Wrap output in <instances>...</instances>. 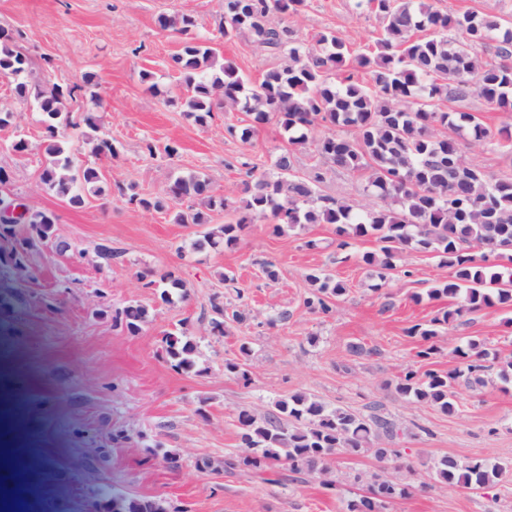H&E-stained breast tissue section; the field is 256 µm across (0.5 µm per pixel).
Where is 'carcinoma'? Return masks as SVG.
Segmentation results:
<instances>
[{
	"label": "carcinoma",
	"mask_w": 512,
	"mask_h": 512,
	"mask_svg": "<svg viewBox=\"0 0 512 512\" xmlns=\"http://www.w3.org/2000/svg\"><path fill=\"white\" fill-rule=\"evenodd\" d=\"M305 0H224V27L229 38L247 32L256 46L271 56L288 54V64L268 70L252 87L230 63L212 73L216 49L212 40L194 34L193 17L177 14L159 20L162 29L184 37L172 68L179 74V94L165 102L180 103L198 122L213 112L215 100L254 116L260 124L272 118L288 135L292 145L302 144L308 132L321 125L328 132L316 142L317 152L348 173L366 177L364 192L377 198L370 209L319 191L325 172L314 168L307 176L294 174L291 154L280 155L276 173L261 174L247 186L242 214L233 222L204 233L198 246L220 249L239 240L245 225L259 216L273 224V231L289 224H334L336 233L372 238L377 249L363 254V262L378 269V290L386 272L406 250L433 252L454 270V280L428 291V297L458 296L455 312L435 317L430 326L413 333L429 341L437 336L434 326L447 324L455 315L476 314L496 306H512V273L495 271L485 257L473 250L487 249L512 262V177H497L465 161L452 133L465 130L476 141L499 144L512 140V129L492 131L469 112H445L440 103L448 99L482 98L489 109L512 112V27L498 18L466 10L442 13L415 0H372L382 19L375 40L376 50L351 55L341 37L322 34L318 48L307 49L293 39L288 25L273 21L277 16L299 14ZM494 41L500 62L482 64L474 55L477 44ZM32 58L19 50L15 34L0 27V73L14 83L15 95L43 114V162L39 180L43 188L78 207L85 192L103 195L109 190L98 168L77 166L59 138V125L84 124L98 131L97 117L87 112L77 123L65 105L86 89L98 102L95 75L82 83L41 87L26 76ZM372 76V85H362L355 72ZM348 128L353 136L335 133ZM97 157H113L112 139L98 135L89 139ZM184 200H198L209 210L228 208L227 200L211 192L209 179L201 173L175 178L165 193L154 198L129 196V203L145 210L167 211ZM12 204L0 206V268L18 278L30 273V255L53 239L55 215L31 210L29 216L6 219ZM178 224H203V211L192 206L175 213ZM318 284L307 305L326 313L327 299L345 294V285L328 274L311 276ZM211 325L222 335L226 324L242 320L236 308L216 304ZM148 312L139 304L126 306L120 317L130 334L141 331ZM171 367L189 371L196 366V346L184 332L163 337ZM461 367L448 373L413 371L400 377L396 392L417 402H426L448 413L454 410L456 385L480 384L486 372L498 368L499 378L512 381V360L500 361L481 341L467 338L454 348ZM241 453L224 459V468L273 470L288 465L292 473L324 471L326 458L334 453L372 451L382 459L390 449L375 446L379 435H396L395 423L373 412L366 416L340 407L329 409L312 397L296 394L277 404V412L256 415L243 410L237 418ZM504 464L482 459L458 464L442 459L436 470L440 483L466 489L489 486L507 473ZM370 496L352 501L347 512H378L388 500L402 498L408 489L385 479H376ZM95 512H169L162 502L136 497H117L106 488L97 492Z\"/></svg>",
	"instance_id": "carcinoma-1"
}]
</instances>
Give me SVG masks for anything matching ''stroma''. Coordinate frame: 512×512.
I'll return each mask as SVG.
<instances>
[{
    "mask_svg": "<svg viewBox=\"0 0 512 512\" xmlns=\"http://www.w3.org/2000/svg\"><path fill=\"white\" fill-rule=\"evenodd\" d=\"M186 13L201 36H218L224 0H0V26L18 32L19 47L33 60L30 80L49 86L81 82L95 74L103 107L101 131L117 154L97 159L78 130L63 140L75 163L98 166L111 194L86 195L81 207L46 192L41 116L0 80V106L15 114L0 127V165L10 181L0 199L55 214V236L72 249L59 254L47 243L33 254L32 279L22 285L0 278V448L25 449L30 464L21 482L27 504L39 512H90L95 491L166 502L173 512H347L349 501L368 495L375 476L409 486L408 496L382 512H512V474L480 490L444 485L437 465L483 459L512 463V383L488 374L484 384L459 385L455 411L404 400L395 392L414 370L458 368L453 349L465 337L479 339L500 359L512 358V308L498 307L440 325L432 341L411 335L417 324L458 307L448 295L428 299L453 276L436 254L402 253L384 288L362 256L371 240L340 236L332 224L282 225L258 218L239 241L222 250L200 249L207 230L235 220L233 210L208 212L203 224H178L173 211H146L126 195L162 194L177 176L204 174L214 193L245 199L243 164L273 172L276 158L291 152L298 174L326 169L323 193L347 201L363 198L360 174L329 168L315 147L323 128L302 145H290L276 121L254 125L252 115L214 108L206 123L180 105L163 104L143 81L152 72L161 88H174L171 58L181 37L161 30L160 15ZM296 39L315 46L332 32L362 52L373 45L382 21L368 0H306L293 20ZM218 62L232 61L249 83L279 65L250 34L222 40ZM255 126L249 140L240 129ZM29 148L16 156L3 149L16 134ZM177 143L174 157L149 155L147 143ZM468 161L498 177H512V146L493 147L463 135ZM119 249L104 264L98 245ZM276 278H269L266 267ZM174 272L187 297L163 303L142 272ZM328 272L345 284L330 298L331 310L310 309L311 276ZM238 307L239 323L214 333L212 306ZM148 311L141 331L129 334L114 319L124 307ZM182 331L198 348V367L177 371L162 356L166 333ZM361 344V353L349 350ZM434 354H426L427 345ZM248 356H241L240 346ZM245 359L250 381L225 370ZM304 393L331 408L368 414L381 404L398 433L381 440L396 457L374 452L332 456L326 473H267L221 469L239 454L237 416L247 409L274 411L277 402ZM104 448L108 457L94 475L78 465L81 452ZM176 463H168V455Z\"/></svg>",
    "mask_w": 512,
    "mask_h": 512,
    "instance_id": "stroma-1",
    "label": "stroma"
}]
</instances>
